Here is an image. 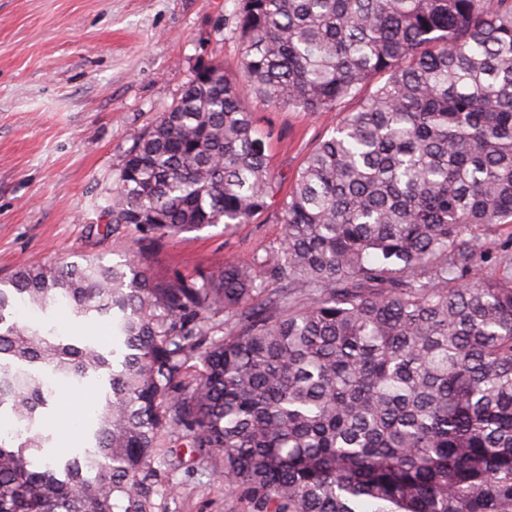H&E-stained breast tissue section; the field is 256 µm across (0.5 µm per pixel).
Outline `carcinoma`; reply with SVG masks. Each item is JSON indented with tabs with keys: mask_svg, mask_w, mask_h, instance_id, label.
<instances>
[{
	"mask_svg": "<svg viewBox=\"0 0 512 512\" xmlns=\"http://www.w3.org/2000/svg\"><path fill=\"white\" fill-rule=\"evenodd\" d=\"M237 77L198 66L125 156L113 230L248 224L275 178L241 106L333 112L284 201L266 288L245 260L157 281L131 257L0 283V512H159L168 428L246 512H512V0H237ZM115 329L73 344L18 305ZM226 332L215 337L216 315ZM202 368L193 373L192 362ZM109 387L49 456L45 381Z\"/></svg>",
	"mask_w": 512,
	"mask_h": 512,
	"instance_id": "cac0c4a2",
	"label": "carcinoma"
}]
</instances>
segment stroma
<instances>
[{
	"label": "stroma",
	"mask_w": 512,
	"mask_h": 512,
	"mask_svg": "<svg viewBox=\"0 0 512 512\" xmlns=\"http://www.w3.org/2000/svg\"><path fill=\"white\" fill-rule=\"evenodd\" d=\"M236 0H0V279L21 264L104 263L132 251L157 280L192 279L251 257L272 263L282 239L280 208L306 156L339 119L335 112L271 108L248 86L240 100L267 137L274 196L249 224L207 227L139 245L114 235L106 209L136 137L180 97L199 63L237 73L232 34ZM62 335L99 342L107 324L56 309ZM46 423L57 459L81 447L76 402L104 398L101 384L67 387ZM173 451L175 490L163 512H244L210 465L182 446L177 430L161 437Z\"/></svg>",
	"instance_id": "obj_1"
}]
</instances>
